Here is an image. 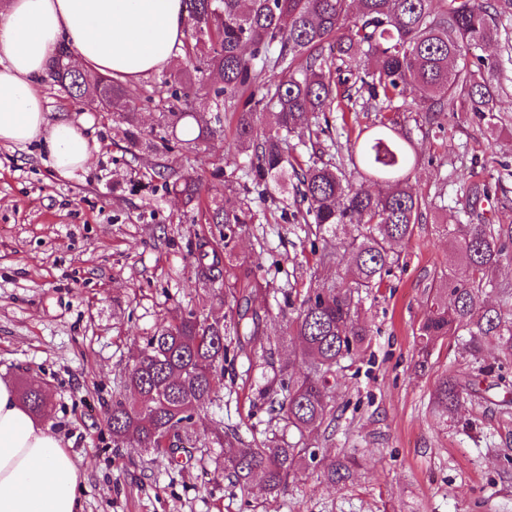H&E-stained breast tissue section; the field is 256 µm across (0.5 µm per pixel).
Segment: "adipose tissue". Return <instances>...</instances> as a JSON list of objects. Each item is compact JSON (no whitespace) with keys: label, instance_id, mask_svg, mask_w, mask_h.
Segmentation results:
<instances>
[{"label":"adipose tissue","instance_id":"1","mask_svg":"<svg viewBox=\"0 0 512 512\" xmlns=\"http://www.w3.org/2000/svg\"><path fill=\"white\" fill-rule=\"evenodd\" d=\"M185 0H0V143L38 142L62 177L97 149L84 116L51 117L38 91L54 54L135 84L178 57ZM81 473L15 387L0 381V512H82Z\"/></svg>","mask_w":512,"mask_h":512}]
</instances>
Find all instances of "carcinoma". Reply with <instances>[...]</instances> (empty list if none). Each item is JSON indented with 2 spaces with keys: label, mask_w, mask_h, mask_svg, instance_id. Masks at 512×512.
<instances>
[{
  "label": "carcinoma",
  "mask_w": 512,
  "mask_h": 512,
  "mask_svg": "<svg viewBox=\"0 0 512 512\" xmlns=\"http://www.w3.org/2000/svg\"><path fill=\"white\" fill-rule=\"evenodd\" d=\"M187 0L184 50L202 70L215 74L212 112H161L159 131L139 126V111L156 103L160 92L139 99L128 96L111 77L104 85L101 110L126 124L129 149L144 145L158 156L145 186L179 195L188 207L199 205L203 184L193 168H174L168 155L224 132V112L236 116L239 151L250 153V175L257 188L282 186L294 178L304 224L322 240L319 262L333 263L339 253L349 256L353 277L306 289L299 301L283 292L285 306L294 310L282 334L264 335L262 318L251 307L258 282L249 268L223 277V252L202 238L196 246L198 267L207 281L224 279V304L229 322L212 319L198 306L183 310L153 335L126 366L106 404L112 442L131 443L145 452L161 454L171 466L193 461L190 449L216 445L233 452L224 458V474L246 491L255 477L265 490L279 495L303 462L319 466L331 483L350 477L356 457L317 459L308 433L335 421L336 381L344 362L353 359L369 341L360 318L363 296L382 288L399 263L394 245L412 237L422 202L409 185L417 163L410 134L390 119L358 131L347 140L348 161L363 169L364 182L353 183L343 165L312 161L296 168L288 155V139L311 126L331 130L334 112H388L394 100L414 90L426 104L425 122L433 124L445 112H472L490 124L500 111L497 65L478 51L498 41L499 20L508 4L498 0ZM271 72L272 83L262 80ZM54 83L69 96L83 98L89 88L69 66L62 50L51 69ZM269 113L272 124L262 127ZM381 184L374 191L366 183ZM490 200L486 183L470 185L462 210L477 224L447 227L465 277L453 272L440 276L419 327L426 352L438 339L466 337L476 358L486 346L512 360V290L491 279L506 260L512 261V225L482 218ZM249 208L215 205L211 220L224 225L229 247L244 225L253 223ZM501 294L496 306L486 304L488 290ZM245 335L248 358L260 370L259 395L270 398L269 413L278 432L273 437L246 439L229 428L200 440L196 417L224 406V362L227 336ZM294 343L306 371L295 376L288 365L274 366L272 346ZM492 369L442 376L432 395L441 416L454 412L467 398L488 400L482 378ZM19 396L34 414L45 411L48 398L23 387Z\"/></svg>",
  "instance_id": "carcinoma-1"
}]
</instances>
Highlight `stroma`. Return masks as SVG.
<instances>
[{
  "mask_svg": "<svg viewBox=\"0 0 512 512\" xmlns=\"http://www.w3.org/2000/svg\"><path fill=\"white\" fill-rule=\"evenodd\" d=\"M500 29L486 50L499 62L503 87L497 126L451 112L438 127L420 129L424 107L411 91L407 111L392 115L418 155L410 184L423 198L421 214L398 247V266L363 302L370 341L340 375L336 419L311 437L321 455L353 453L359 466L336 485L320 480L316 466H303L277 497L229 483L220 448L180 473L165 456L114 448L101 421L112 382L146 336L197 304L206 281L195 245L223 242L224 227L163 191L134 190L151 174L154 151L129 153L120 123L42 79L49 112L85 114L98 149L84 169L61 177L37 145L0 144V379L46 391L41 419L83 474L84 512H512V407L468 400L443 419L431 406L442 375L478 362L512 383V362L491 348L473 359L452 338L424 355L418 338L441 272H464L445 232L461 218L457 197L472 183L494 184L488 211L512 222V17H501ZM177 75L194 88L173 101L174 111L214 110L209 84L184 57L141 79L130 95L142 97ZM234 133V118L225 116L223 135L200 146L194 167L206 200L227 199L255 215L229 243L225 264L236 271L260 261L263 290L253 306L273 337L281 333V289L331 281L338 267L318 264L294 217L293 188L261 201L244 187L248 157L236 151ZM218 166L233 175V188L214 177ZM229 350L236 359L224 370V409L201 414L199 431H264L270 415L257 373L237 344Z\"/></svg>",
  "mask_w": 512,
  "mask_h": 512,
  "instance_id": "35a3bbf8",
  "label": "stroma"
}]
</instances>
